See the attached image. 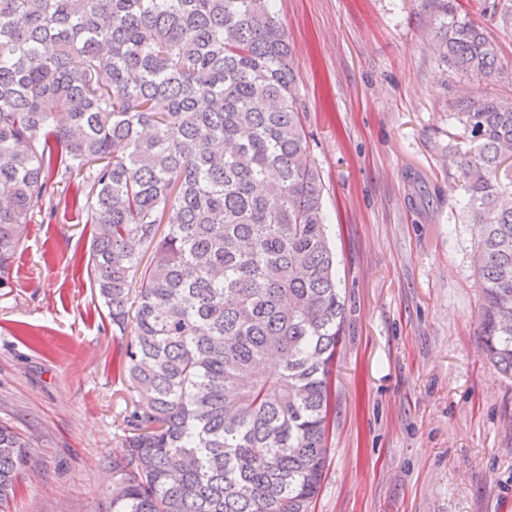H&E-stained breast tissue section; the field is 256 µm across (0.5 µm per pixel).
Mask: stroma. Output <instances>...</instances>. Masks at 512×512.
<instances>
[{
	"label": "stroma",
	"instance_id": "1",
	"mask_svg": "<svg viewBox=\"0 0 512 512\" xmlns=\"http://www.w3.org/2000/svg\"><path fill=\"white\" fill-rule=\"evenodd\" d=\"M450 4L498 44L502 78L441 60L434 0H276L346 304L312 512H512V377L483 356L475 237L448 165L458 100L512 95V26ZM76 195L62 184L35 204L0 296V424L31 454L0 512H108L124 451L125 341Z\"/></svg>",
	"mask_w": 512,
	"mask_h": 512
}]
</instances>
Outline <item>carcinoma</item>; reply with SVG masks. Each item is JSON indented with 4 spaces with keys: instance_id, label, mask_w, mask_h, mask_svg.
Instances as JSON below:
<instances>
[{
    "instance_id": "cac0c4a2",
    "label": "carcinoma",
    "mask_w": 512,
    "mask_h": 512,
    "mask_svg": "<svg viewBox=\"0 0 512 512\" xmlns=\"http://www.w3.org/2000/svg\"><path fill=\"white\" fill-rule=\"evenodd\" d=\"M456 74L498 45L436 0ZM274 0H0V289L33 203L78 181L131 404L112 512H311L345 300ZM452 153L487 359L512 375V97L458 106ZM28 441L0 425V503Z\"/></svg>"
}]
</instances>
